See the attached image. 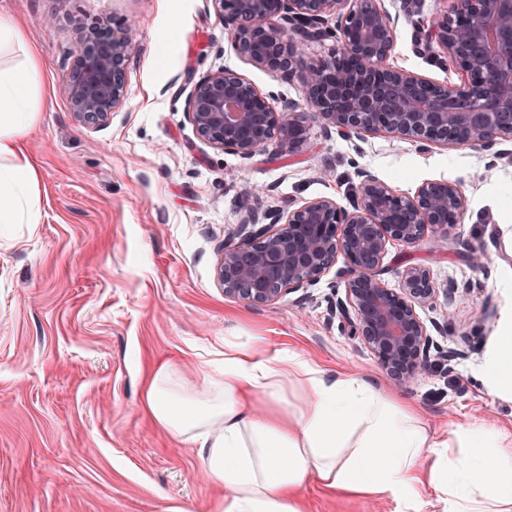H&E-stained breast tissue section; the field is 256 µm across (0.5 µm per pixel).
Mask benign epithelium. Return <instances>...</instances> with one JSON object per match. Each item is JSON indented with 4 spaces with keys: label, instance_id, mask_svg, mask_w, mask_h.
Instances as JSON below:
<instances>
[{
    "label": "benign epithelium",
    "instance_id": "obj_1",
    "mask_svg": "<svg viewBox=\"0 0 512 512\" xmlns=\"http://www.w3.org/2000/svg\"><path fill=\"white\" fill-rule=\"evenodd\" d=\"M212 2L240 55L283 80H298L304 92V103L286 100L276 108L232 71L207 74L189 93L187 113L213 148L244 160L271 144L292 153L317 123L346 138L384 130L423 149L512 155L496 149L512 141V0H453V17L418 23L416 51L444 53L466 74L462 86L388 63L396 24L377 0ZM330 15L337 17L341 52L309 61L305 43L326 33L321 24ZM105 28L112 39L79 44L77 64L62 81L70 111L84 126L107 123L124 99L132 27ZM356 176L348 207L319 198L264 210L258 190L242 186L240 219L218 251L215 278L224 293L266 304L320 279L343 258L338 277L345 299L336 301V317L394 385L404 387L432 365V341L417 308L433 304L440 292L451 302L473 286L440 290L428 269L412 266L399 288H389L381 279L387 244L426 240L442 249L448 228L461 223L465 195L455 182L427 181L403 196L366 171Z\"/></svg>",
    "mask_w": 512,
    "mask_h": 512
}]
</instances>
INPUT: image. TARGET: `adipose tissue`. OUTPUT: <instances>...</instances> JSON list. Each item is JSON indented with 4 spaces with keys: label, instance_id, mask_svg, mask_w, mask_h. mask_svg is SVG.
I'll list each match as a JSON object with an SVG mask.
<instances>
[{
    "label": "adipose tissue",
    "instance_id": "obj_1",
    "mask_svg": "<svg viewBox=\"0 0 512 512\" xmlns=\"http://www.w3.org/2000/svg\"><path fill=\"white\" fill-rule=\"evenodd\" d=\"M0 73V224L36 221L37 171L22 147L36 119L40 71L33 48ZM484 357L486 387L512 397V290ZM223 368L206 389L185 384L164 363L147 377L144 405L168 433L191 440L213 482L223 486L217 512H306L302 492L323 490L394 500L420 512L434 488L443 512H512V432L449 427L438 434L419 411L375 382L312 365L297 353L273 354L261 340L225 343ZM299 402L275 411L288 384Z\"/></svg>",
    "mask_w": 512,
    "mask_h": 512
}]
</instances>
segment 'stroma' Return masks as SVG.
I'll list each match as a JSON object with an SVG mask.
<instances>
[{
	"mask_svg": "<svg viewBox=\"0 0 512 512\" xmlns=\"http://www.w3.org/2000/svg\"><path fill=\"white\" fill-rule=\"evenodd\" d=\"M38 52L37 119L23 144L38 179L33 224L0 227V512H214L223 497L197 448L158 427L142 402V379L176 364L206 386L225 341L262 338L270 352H295L329 371L392 383L371 352L334 317L335 272L271 304L247 305L214 278L216 254L239 221V183L266 191L275 209L329 198L351 201L355 168L396 193L428 180L461 183L467 211L430 251L393 241L382 280L401 284L411 265L438 287L475 282L455 304L437 297L418 314L435 345L466 358L435 366L397 390L432 432L484 424L512 430V401L483 385L484 353L512 282L492 230L512 229V163L463 147L422 150L385 132L325 136L311 126L293 153L275 147L244 160L201 140L186 112L195 83L224 68L273 106L302 100L297 81L257 68L233 48L212 0H0ZM135 24L125 65V100L100 127L75 123L60 81L84 28ZM400 18L391 66L462 85L453 62L413 50ZM484 246L487 272L471 268ZM309 512H398L395 501L331 494L312 484Z\"/></svg>",
	"mask_w": 512,
	"mask_h": 512,
	"instance_id": "stroma-1",
	"label": "stroma"
}]
</instances>
